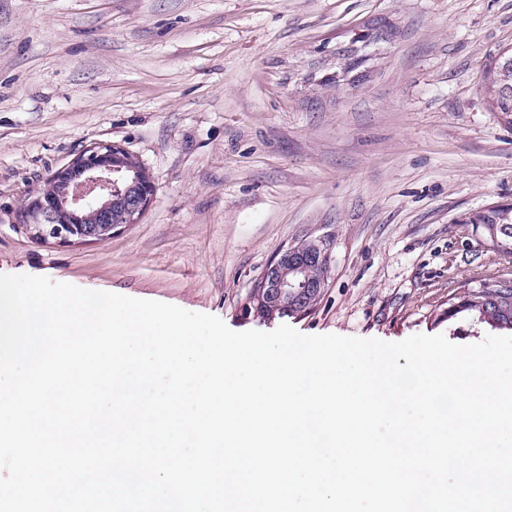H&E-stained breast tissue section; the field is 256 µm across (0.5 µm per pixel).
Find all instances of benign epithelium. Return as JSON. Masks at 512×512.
Returning <instances> with one entry per match:
<instances>
[{
	"label": "benign epithelium",
	"mask_w": 512,
	"mask_h": 512,
	"mask_svg": "<svg viewBox=\"0 0 512 512\" xmlns=\"http://www.w3.org/2000/svg\"><path fill=\"white\" fill-rule=\"evenodd\" d=\"M51 180L52 195H38L21 214V222L38 229L43 240L60 243L88 240L84 231L76 228L97 216L105 225L102 238L112 235L110 213L113 202L125 205L128 224L137 223L148 208L154 186L143 168L125 150L108 143L86 147L67 165L57 169ZM330 253L326 244L310 240L281 250L259 277L246 302L247 313L268 306L295 307L305 313L320 299L325 281L314 283L308 266L317 265L328 271Z\"/></svg>",
	"instance_id": "obj_1"
}]
</instances>
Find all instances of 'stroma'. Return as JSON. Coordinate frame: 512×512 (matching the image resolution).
I'll use <instances>...</instances> for the list:
<instances>
[{"label":"stroma","mask_w":512,"mask_h":512,"mask_svg":"<svg viewBox=\"0 0 512 512\" xmlns=\"http://www.w3.org/2000/svg\"><path fill=\"white\" fill-rule=\"evenodd\" d=\"M508 45L512 0H0V274L235 331L479 342L448 289L512 276L471 222L512 203V118L483 88ZM96 142L148 171L146 212L103 241L33 240L21 212ZM305 238L331 252L317 306L243 316Z\"/></svg>","instance_id":"stroma-1"}]
</instances>
